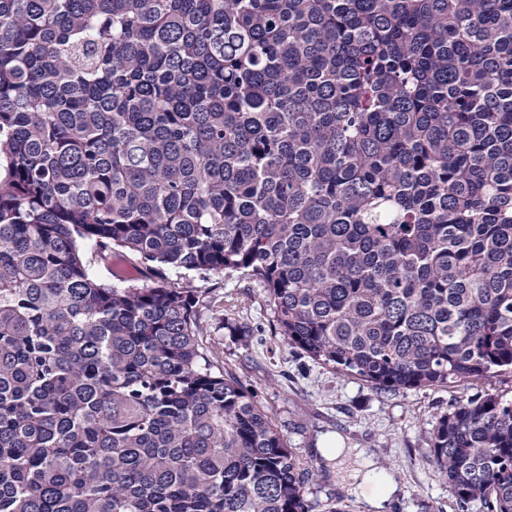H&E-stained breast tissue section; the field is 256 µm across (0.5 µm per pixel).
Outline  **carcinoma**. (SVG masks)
<instances>
[{
    "instance_id": "cac0c4a2",
    "label": "carcinoma",
    "mask_w": 512,
    "mask_h": 512,
    "mask_svg": "<svg viewBox=\"0 0 512 512\" xmlns=\"http://www.w3.org/2000/svg\"><path fill=\"white\" fill-rule=\"evenodd\" d=\"M170 271L377 390L512 369V0H0V512H311ZM431 444L512 512V399Z\"/></svg>"
}]
</instances>
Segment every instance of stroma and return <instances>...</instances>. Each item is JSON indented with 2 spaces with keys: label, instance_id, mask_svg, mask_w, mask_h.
Returning <instances> with one entry per match:
<instances>
[{
  "label": "stroma",
  "instance_id": "stroma-1",
  "mask_svg": "<svg viewBox=\"0 0 512 512\" xmlns=\"http://www.w3.org/2000/svg\"><path fill=\"white\" fill-rule=\"evenodd\" d=\"M172 282L201 292L199 343L215 370L236 375L272 415L288 444L306 463L312 512H364L372 493L365 449L375 471L391 475L400 491L386 512H458L429 453L430 434L451 402L482 392L512 398V372L479 387L452 383L442 388L380 391L315 364L277 334L266 290L241 274H171ZM344 437L350 452L326 458L320 439Z\"/></svg>",
  "mask_w": 512,
  "mask_h": 512
}]
</instances>
